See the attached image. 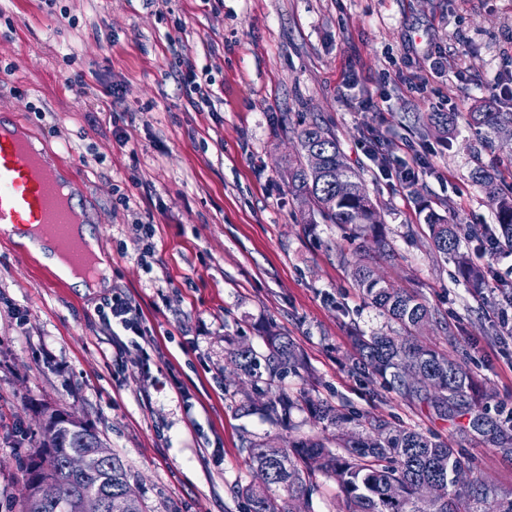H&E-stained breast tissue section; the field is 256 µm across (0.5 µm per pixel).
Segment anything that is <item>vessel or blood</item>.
Listing matches in <instances>:
<instances>
[{
	"label": "vessel or blood",
	"instance_id": "obj_1",
	"mask_svg": "<svg viewBox=\"0 0 512 512\" xmlns=\"http://www.w3.org/2000/svg\"><path fill=\"white\" fill-rule=\"evenodd\" d=\"M51 169L53 178L43 176L26 141L0 127V237L10 238L12 228L25 224L64 233L70 212L60 207L53 180L65 177L66 164L59 160Z\"/></svg>",
	"mask_w": 512,
	"mask_h": 512
}]
</instances>
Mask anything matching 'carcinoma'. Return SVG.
<instances>
[{
  "label": "carcinoma",
  "mask_w": 512,
  "mask_h": 512,
  "mask_svg": "<svg viewBox=\"0 0 512 512\" xmlns=\"http://www.w3.org/2000/svg\"><path fill=\"white\" fill-rule=\"evenodd\" d=\"M467 123L486 150H494L501 135L512 131V112L484 106L465 115ZM300 145L288 158V189L305 204L301 211L304 231L317 224L351 227L356 234L373 232L378 253H393L391 242L375 233L380 224L378 204L361 179L345 162L336 136L317 122L295 131ZM317 151L324 156L320 173L308 167L307 155ZM498 169L476 158L470 172L473 184L494 185ZM496 219L495 233L500 242L512 248V185L489 196ZM429 238L436 253L454 260L459 276L476 288L485 284L483 270L461 252V239L484 242L480 224H452L430 212L425 216ZM356 288L387 322L398 326L395 332L369 335L355 328L352 343L358 364L379 376L405 397L429 404L435 416L448 420L471 405L468 391L472 378L463 364L423 345L418 332L430 325H441L438 310L420 294L388 281L370 261H359L351 272ZM266 352L249 345L230 349V363L242 375L272 385L285 375L299 374L303 368L293 342L281 333L264 339ZM298 403L284 390L258 391L254 404L269 422L285 425ZM314 421L322 431L334 430L331 437H300L289 448L271 449L264 442L246 441L242 451L254 473L265 480L237 486L236 495L246 512H293V501L311 498L317 491L316 475L336 480L343 494L342 512H512V492L503 491L478 479L459 485V469L470 468L469 459L448 442L430 434L396 428L390 423L359 414L350 416L336 407L308 403ZM66 413H49L42 425L38 451L27 476V495L22 512H81L82 499L100 494L122 504L120 512H144L137 497H125L129 475L123 462L112 456V466L87 475H76L67 468L69 456L78 450L90 452L104 445L97 432L85 422L62 426ZM356 421V429L345 425ZM469 425L486 437L501 456L512 461V424L502 426L476 410ZM51 486L56 496H43ZM287 496H282L281 492Z\"/></svg>",
  "instance_id": "cac0c4a2"
}]
</instances>
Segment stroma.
Here are the masks:
<instances>
[{
	"label": "stroma",
	"mask_w": 512,
	"mask_h": 512,
	"mask_svg": "<svg viewBox=\"0 0 512 512\" xmlns=\"http://www.w3.org/2000/svg\"><path fill=\"white\" fill-rule=\"evenodd\" d=\"M0 114L66 146L91 228L112 265L93 294L59 281L0 239V512H21L26 470L48 411L73 413L125 464L148 512H244L234 490L253 478L245 440L287 447L316 433L307 411L276 427L242 406L249 379L224 373L237 344L264 351L275 328L304 369L282 379L292 397L372 414L448 439L472 478L512 490V462L468 428L437 419L352 364V329L384 319L353 288L348 263L373 256L381 274L420 293L445 327L420 339L467 366L476 406L512 420V255L470 243L487 271L474 291L436 256L423 222L491 224L472 184L477 137L457 122L421 133L433 112L484 102L512 112V0H0ZM211 77L212 104L189 103ZM500 81L506 93L493 95ZM335 133L347 164L378 202L393 256L372 235L304 232L288 192L295 131ZM427 153L418 184L386 178L367 157L365 127ZM155 229L149 264L134 224ZM345 243L338 252L337 243ZM131 297L158 355L118 349L98 316Z\"/></svg>",
	"instance_id": "stroma-1"
}]
</instances>
